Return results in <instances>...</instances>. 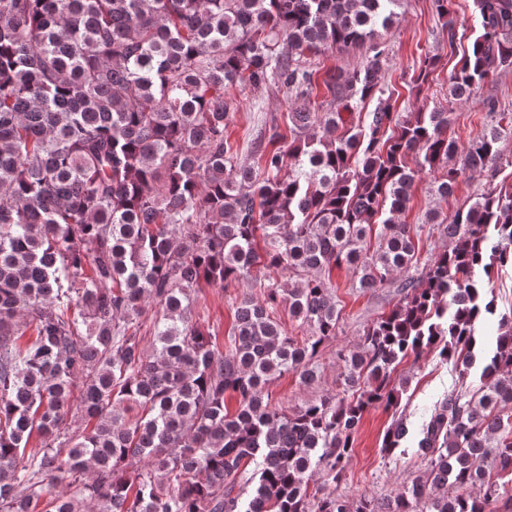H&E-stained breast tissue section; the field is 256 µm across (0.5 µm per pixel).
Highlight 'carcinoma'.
<instances>
[{
    "label": "carcinoma",
    "instance_id": "carcinoma-1",
    "mask_svg": "<svg viewBox=\"0 0 512 512\" xmlns=\"http://www.w3.org/2000/svg\"><path fill=\"white\" fill-rule=\"evenodd\" d=\"M473 2L478 32L448 77L455 101L512 65V0ZM402 4L0 0V512H512L487 470L492 447L512 478V310L485 283L512 267V191L428 212L450 248L337 353L345 396L286 413L266 391L284 373L317 381L314 358L340 322L333 268L365 291L417 262L413 229L396 220L417 176L435 174L445 201L468 173L495 179L512 137L496 123L461 145L455 113L396 111L379 87L380 30ZM451 5L432 0L450 42ZM365 43L362 66L326 71L331 100L312 106L306 56ZM271 79L306 102L288 113V147L273 117L244 162L225 135L226 90ZM285 270L291 287L239 300L220 351L192 315L198 288ZM283 303L310 336L288 335ZM426 350L462 379L480 370L479 388L449 390L415 435L401 419L386 429L383 455L411 439L427 474L353 506L324 485L309 494L317 474L339 479L369 409L400 407L396 371ZM73 408L86 425L63 453Z\"/></svg>",
    "mask_w": 512,
    "mask_h": 512
}]
</instances>
